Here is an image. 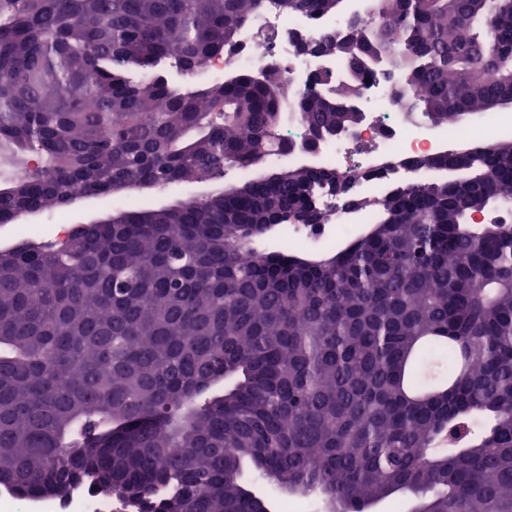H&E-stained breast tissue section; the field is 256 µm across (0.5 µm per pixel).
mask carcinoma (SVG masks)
<instances>
[{
    "label": "carcinoma",
    "mask_w": 512,
    "mask_h": 512,
    "mask_svg": "<svg viewBox=\"0 0 512 512\" xmlns=\"http://www.w3.org/2000/svg\"><path fill=\"white\" fill-rule=\"evenodd\" d=\"M290 12L343 0H274ZM383 22L320 47L345 81L282 94V75L179 92L267 0H0V220L131 182L204 183L360 125L369 76L432 126L512 104V0H382ZM427 178L352 201L360 177L274 169L64 240L0 252V475L21 496L89 479L140 512H257L253 473L364 512H512V141L426 157ZM372 220L326 255L263 251L257 230L323 224L333 183Z\"/></svg>",
    "instance_id": "cac0c4a2"
}]
</instances>
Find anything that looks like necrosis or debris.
<instances>
[{"label": "necrosis or debris", "instance_id": "obj_1", "mask_svg": "<svg viewBox=\"0 0 512 512\" xmlns=\"http://www.w3.org/2000/svg\"><path fill=\"white\" fill-rule=\"evenodd\" d=\"M367 4L368 0H346L344 12L327 16L261 11L241 29L232 53L213 56L206 62L201 81L220 83L233 72L258 76L275 66L283 74L285 93H301L311 74L323 70L337 73L340 62L332 55L315 58L298 51L288 41L289 32L320 38L325 32L345 27L350 15L364 12ZM368 86L369 95L360 101L364 112L362 124L335 139L321 141L318 155L323 166L335 172L365 173L364 186L371 195H382L388 189L386 181L374 173L378 165L385 163L403 171L438 149H453L470 141V128L466 125L432 133L401 119L391 105L390 82L375 77ZM329 215L325 224L281 225L279 237L290 244H310L332 242L349 233L345 210L338 207L330 210ZM0 512H124V507L88 487L76 486L52 500L23 501L12 494H2Z\"/></svg>", "mask_w": 512, "mask_h": 512}]
</instances>
